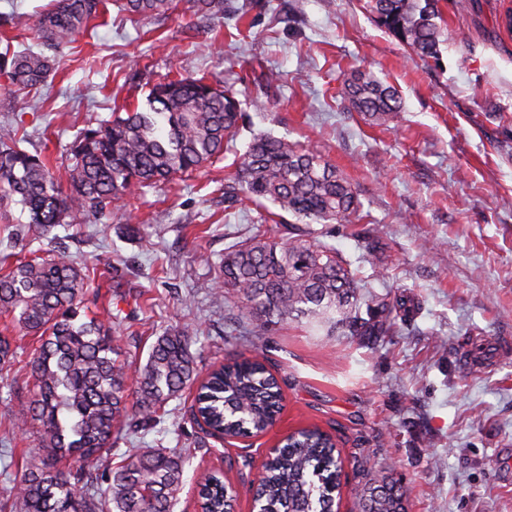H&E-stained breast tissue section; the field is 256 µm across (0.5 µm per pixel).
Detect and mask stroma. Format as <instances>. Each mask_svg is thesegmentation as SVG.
I'll list each match as a JSON object with an SVG mask.
<instances>
[{
  "label": "stroma",
  "mask_w": 512,
  "mask_h": 512,
  "mask_svg": "<svg viewBox=\"0 0 512 512\" xmlns=\"http://www.w3.org/2000/svg\"><path fill=\"white\" fill-rule=\"evenodd\" d=\"M49 2L0 0V52L35 46ZM510 7L445 5L441 58L428 64L359 0H224L214 19L177 0L169 15L141 20L112 2L59 52L43 87L0 77V125L18 126L63 189L76 134L145 106L164 77L219 80L244 109L222 157L140 190L106 223L77 217L61 247L99 292L89 312L118 310L115 336H137L134 364L167 328L186 326L198 337L199 375L240 354L264 356L282 388L280 418L257 436H208L190 416L188 390L159 421L118 437L102 469L129 448L176 449L185 465L173 512H198V484L215 472L237 491L235 512H252L246 488L270 449L316 426L343 459L338 512H355L364 485L385 478L403 487L407 512H512V36L500 25ZM363 71L400 91L403 109L388 125L368 124L341 94ZM260 134L319 153L351 183L359 216L327 225L323 240L367 295L389 302L383 336L317 332L304 321L258 336L214 302L225 251L260 217L249 201L224 205L239 154ZM101 256L121 270V288ZM35 345L14 334L16 356L0 371V501L34 446L35 430L12 422L29 398Z\"/></svg>",
  "instance_id": "35a3bbf8"
}]
</instances>
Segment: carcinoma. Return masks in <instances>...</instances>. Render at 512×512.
Instances as JSON below:
<instances>
[{
	"label": "carcinoma",
	"mask_w": 512,
	"mask_h": 512,
	"mask_svg": "<svg viewBox=\"0 0 512 512\" xmlns=\"http://www.w3.org/2000/svg\"><path fill=\"white\" fill-rule=\"evenodd\" d=\"M196 12L220 15L224 0H193ZM440 0H367L378 26L405 43L423 61L437 60L443 44ZM173 0H122L133 17L164 15ZM107 9L105 0H55L36 25L43 46L58 51ZM53 59L32 50L0 53V72L23 88L46 82ZM352 109L373 123L401 110L397 88L372 74L344 81ZM241 119L236 92L206 78L181 76L156 83L147 107L112 113L87 128L70 147L69 192L59 191L49 161L21 148L12 125L0 126V202L28 212L39 236L77 214L105 217L124 206L135 190L187 176L224 153ZM268 202L296 218L294 236L283 240L258 231L233 245L221 261L238 313L262 335L271 325L305 319L330 330L348 327L354 336H380L390 305L376 301L379 320L359 315L363 295L336 250L319 240L314 224H351L359 208L351 184L314 151L262 135L241 158L224 203L241 198ZM20 259L0 274V313L36 338L29 361L32 394L18 418L38 425V462L26 469L0 512H171L182 483L184 458L175 450L128 448L106 486L91 480V468L125 429L153 421L164 405L194 380L195 342L175 326L150 346L146 363L120 360L123 346L111 322L87 313L88 275L64 253ZM135 382L129 393L127 380ZM281 388L258 359L222 364L201 382L192 405L196 422L210 435H258L281 410ZM63 460L73 466L59 467ZM342 461L332 437L317 427L289 437L262 464L257 478L262 512H333ZM404 493L392 484L362 492L358 512H400ZM202 512H228L224 484L215 477L201 491Z\"/></svg>",
	"instance_id": "obj_1"
}]
</instances>
